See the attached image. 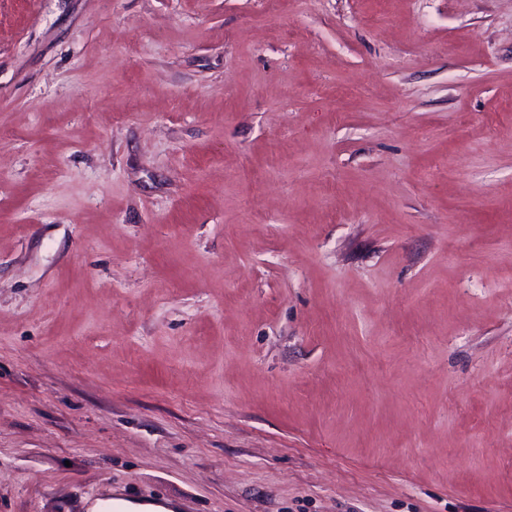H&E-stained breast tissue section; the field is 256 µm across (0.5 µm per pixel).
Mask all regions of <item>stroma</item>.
<instances>
[{
    "instance_id": "35a3bbf8",
    "label": "stroma",
    "mask_w": 512,
    "mask_h": 512,
    "mask_svg": "<svg viewBox=\"0 0 512 512\" xmlns=\"http://www.w3.org/2000/svg\"><path fill=\"white\" fill-rule=\"evenodd\" d=\"M512 512V0H0V512Z\"/></svg>"
}]
</instances>
